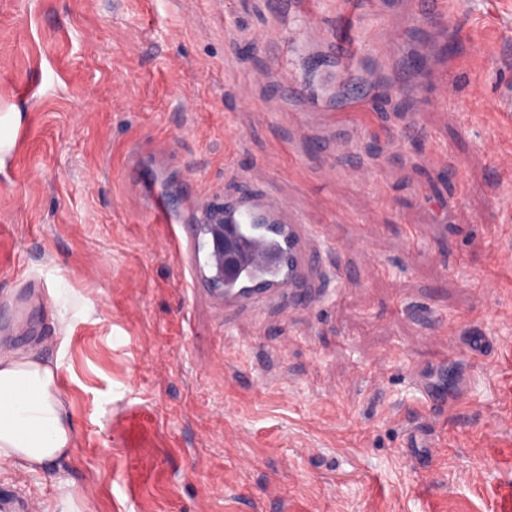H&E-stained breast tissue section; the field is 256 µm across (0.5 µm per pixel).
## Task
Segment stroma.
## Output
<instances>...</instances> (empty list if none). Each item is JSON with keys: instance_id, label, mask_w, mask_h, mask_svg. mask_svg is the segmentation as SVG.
<instances>
[{"instance_id": "35a3bbf8", "label": "stroma", "mask_w": 512, "mask_h": 512, "mask_svg": "<svg viewBox=\"0 0 512 512\" xmlns=\"http://www.w3.org/2000/svg\"><path fill=\"white\" fill-rule=\"evenodd\" d=\"M511 94L512 0H0V343L58 362L76 437L0 512L61 477L92 512H512ZM255 175L342 267L289 318L194 275L197 207ZM414 364L462 401L421 407Z\"/></svg>"}]
</instances>
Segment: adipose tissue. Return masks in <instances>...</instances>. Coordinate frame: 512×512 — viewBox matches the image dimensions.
Instances as JSON below:
<instances>
[{
	"label": "adipose tissue",
	"instance_id": "obj_1",
	"mask_svg": "<svg viewBox=\"0 0 512 512\" xmlns=\"http://www.w3.org/2000/svg\"><path fill=\"white\" fill-rule=\"evenodd\" d=\"M74 446L56 366L31 351H0V468L36 473Z\"/></svg>",
	"mask_w": 512,
	"mask_h": 512
}]
</instances>
